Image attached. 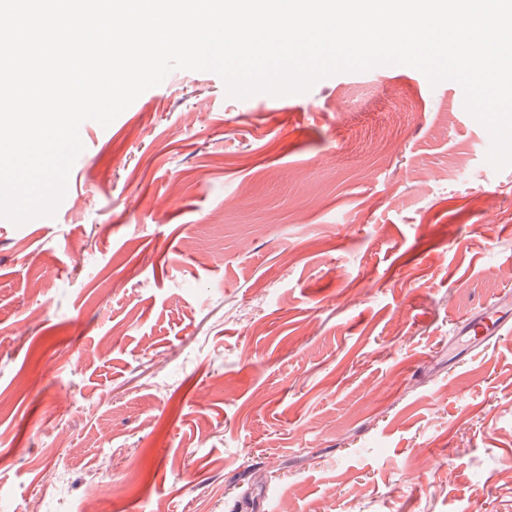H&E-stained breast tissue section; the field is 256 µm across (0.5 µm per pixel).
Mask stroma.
Segmentation results:
<instances>
[{"mask_svg": "<svg viewBox=\"0 0 512 512\" xmlns=\"http://www.w3.org/2000/svg\"><path fill=\"white\" fill-rule=\"evenodd\" d=\"M404 65L172 71L0 217L5 512H512V166ZM487 199L475 208L474 195ZM510 296L498 295L483 305L459 318L457 336H467L470 346L478 348L487 345L505 329L511 328L512 318Z\"/></svg>", "mask_w": 512, "mask_h": 512, "instance_id": "35a3bbf8", "label": "stroma"}]
</instances>
